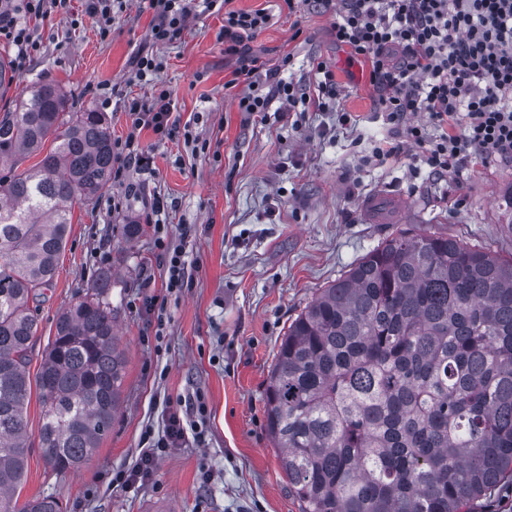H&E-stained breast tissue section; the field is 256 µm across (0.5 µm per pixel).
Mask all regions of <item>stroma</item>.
<instances>
[{
  "instance_id": "35a3bbf8",
  "label": "stroma",
  "mask_w": 512,
  "mask_h": 512,
  "mask_svg": "<svg viewBox=\"0 0 512 512\" xmlns=\"http://www.w3.org/2000/svg\"><path fill=\"white\" fill-rule=\"evenodd\" d=\"M232 10L266 9L273 21L250 46L267 67L289 59L288 80L314 91V61L331 66L340 97L303 114L245 118L232 81L240 63L224 51V11L198 10L182 34L153 45L151 17L129 0L100 35L82 0H69L31 25L40 49L17 84L56 82L74 107L103 113L113 141L131 121L119 98L167 90L180 127L166 139L141 130L150 170L127 169L90 200L72 205L66 247L52 287L31 307L38 322L27 366L41 368L58 315L87 284L110 272L108 299L125 357L122 399L112 428L79 469L53 471L39 442L37 396H30V451L21 498L60 500L63 512H140L156 496L182 500L183 512H301L266 430L264 389L289 324L317 295L385 238L438 232L512 256V168L477 165L461 182L434 178L406 145L398 160L369 156L394 131L380 112L369 66L337 46L330 14L284 0H229ZM227 8V9H228ZM154 51L155 86L134 81L138 51ZM354 122L342 126L340 113ZM205 141L192 153L182 125ZM379 189L406 205L400 224H369L366 196ZM189 255L188 288L167 292L154 223ZM138 225L133 238L122 228ZM154 297V314L133 304ZM202 398L204 414L185 416L187 434L136 489L115 483L133 468L146 433L161 435L169 410Z\"/></svg>"
}]
</instances>
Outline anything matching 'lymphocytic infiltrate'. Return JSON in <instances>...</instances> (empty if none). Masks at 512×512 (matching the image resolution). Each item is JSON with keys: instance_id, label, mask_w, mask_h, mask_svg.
I'll return each mask as SVG.
<instances>
[{"instance_id": "obj_1", "label": "lymphocytic infiltrate", "mask_w": 512, "mask_h": 512, "mask_svg": "<svg viewBox=\"0 0 512 512\" xmlns=\"http://www.w3.org/2000/svg\"><path fill=\"white\" fill-rule=\"evenodd\" d=\"M65 0H21L19 14L0 16V37L17 49L15 67L30 60L37 44L31 22L44 18L49 6ZM140 12L151 16V38L163 44L184 31L196 13V0H138ZM315 7L334 17L338 45L368 62L378 104L390 125L406 141L421 148L432 172L459 174L474 165L512 166V0H313ZM272 16L265 10L224 14V41L238 56L237 71L246 86L238 109L246 116L270 111L274 102L289 109L319 107L320 97L339 95L335 75L326 62L315 65L319 98L285 81L280 69L266 68L247 44L265 29ZM131 135L117 152L115 179L130 166L149 159L136 148L135 134L150 129L159 138L172 134L175 121L171 95L160 92L151 101L128 100ZM422 113L426 124L411 123ZM154 245L166 268L167 291H182L189 283L184 244L155 224ZM179 412L169 411L165 430L143 449L136 466L121 474L125 487L144 483L168 449L183 440Z\"/></svg>"}]
</instances>
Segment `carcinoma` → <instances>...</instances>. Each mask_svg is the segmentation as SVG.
Masks as SVG:
<instances>
[{
	"mask_svg": "<svg viewBox=\"0 0 512 512\" xmlns=\"http://www.w3.org/2000/svg\"><path fill=\"white\" fill-rule=\"evenodd\" d=\"M0 54V512L29 451L30 301L52 285L72 203L109 183L112 138L43 80L8 96ZM56 143L33 169L21 160ZM104 273L60 314L36 387L46 462L79 468L111 429L125 358ZM266 427L302 512H474L512 482V257L443 234L386 238L288 326L266 388Z\"/></svg>",
	"mask_w": 512,
	"mask_h": 512,
	"instance_id": "cac0c4a2",
	"label": "carcinoma"
}]
</instances>
